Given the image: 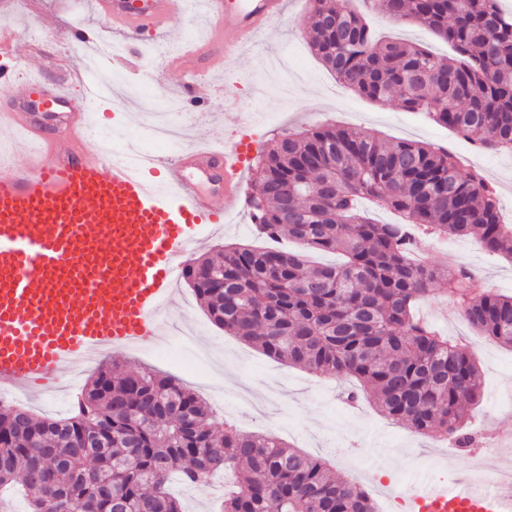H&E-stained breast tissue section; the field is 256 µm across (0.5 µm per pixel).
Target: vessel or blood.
<instances>
[{
    "label": "vessel or blood",
    "mask_w": 512,
    "mask_h": 512,
    "mask_svg": "<svg viewBox=\"0 0 512 512\" xmlns=\"http://www.w3.org/2000/svg\"><path fill=\"white\" fill-rule=\"evenodd\" d=\"M109 24L128 33L163 34L186 0H97ZM284 0H210L208 44L176 53L185 66L223 46L233 54L282 15ZM15 56L0 40V81L18 86L0 104V136L18 130L38 142L26 162L0 169V390H52L75 364L104 349L140 347L163 333L166 311L186 256L202 246L203 232L223 223L242 193L244 137L175 151L165 159H109L86 146L91 128L80 115L66 136L46 137L30 105L71 112L66 81L21 78ZM205 70L182 83L180 98L205 99ZM201 167L223 174L211 194L186 174ZM407 512H512V492L480 483L449 489L422 479L409 488Z\"/></svg>",
    "instance_id": "obj_1"
}]
</instances>
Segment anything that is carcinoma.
<instances>
[{"mask_svg": "<svg viewBox=\"0 0 512 512\" xmlns=\"http://www.w3.org/2000/svg\"><path fill=\"white\" fill-rule=\"evenodd\" d=\"M373 8L428 28L454 55L378 38L349 0H311L312 48L325 67L375 103L398 99L485 150L512 151V12L500 0H373ZM254 172L260 190L247 207L259 233L302 251L234 244L217 259H193L182 277L211 322L270 357L356 379L368 401L420 434L470 443L477 362L413 306L438 284L472 328L512 348V297L478 288L467 267L418 264L410 254L424 228L472 236L512 260V225L500 219L494 188L426 144L387 145L329 125L276 132ZM362 200L401 221L374 222ZM307 251L343 262L310 265ZM222 426L218 437L206 402L169 377L102 367L66 418L0 404V489L26 492L32 512H83L108 483L112 499L97 512H182L166 489L172 475L198 486L228 470L236 489L223 512H376L324 459Z\"/></svg>", "mask_w": 512, "mask_h": 512, "instance_id": "1", "label": "carcinoma"}]
</instances>
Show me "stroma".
<instances>
[{
	"label": "stroma",
	"instance_id": "35a3bbf8",
	"mask_svg": "<svg viewBox=\"0 0 512 512\" xmlns=\"http://www.w3.org/2000/svg\"><path fill=\"white\" fill-rule=\"evenodd\" d=\"M309 0H287L282 16L266 35L237 50L235 56H210L211 92L205 106L168 113L187 143L211 138L251 135L266 147L284 128L316 124L376 134L388 143L423 142L447 149L460 170L479 157L484 178L495 188L504 223L512 224V153L477 150L469 140L398 102L380 105L341 84L326 69L309 41L306 21ZM378 35L449 54L448 45L430 30L409 21L373 17ZM78 26L100 29L103 44L123 45L125 58L138 69H111L125 83V101L115 105L87 99L84 86L72 88L78 108L93 113L91 145L104 135L119 140L141 135L142 111L176 95L181 73L171 71L168 57L152 56L154 45L170 46L168 37L131 38L106 27L94 0H0V32L17 35L15 55L24 76L61 79L66 70L81 68L84 50L74 46ZM231 243L258 247L259 235L247 210L229 213L204 243L214 252ZM417 253L435 265H462L477 275L482 288L512 295V262L486 252L472 237L418 233ZM416 314L441 335L473 352L481 371L483 397L470 405L469 431L476 440L457 450L454 440L419 435L405 422L386 417L367 399L345 403L341 380L310 373L269 358L261 350L213 324L185 282L176 285L175 304L163 344L108 354L104 365L119 364L128 372L146 368L168 375L207 401L218 420L246 432H264L308 455L325 459L341 477L354 480L369 495L377 512H404L396 486H408L420 474L446 481L467 479L473 464L483 471L512 469V349L478 335L461 319L440 291L421 301ZM169 491L183 512H215L224 479L215 477L206 489L193 491L172 479Z\"/></svg>",
	"mask_w": 512,
	"mask_h": 512
}]
</instances>
